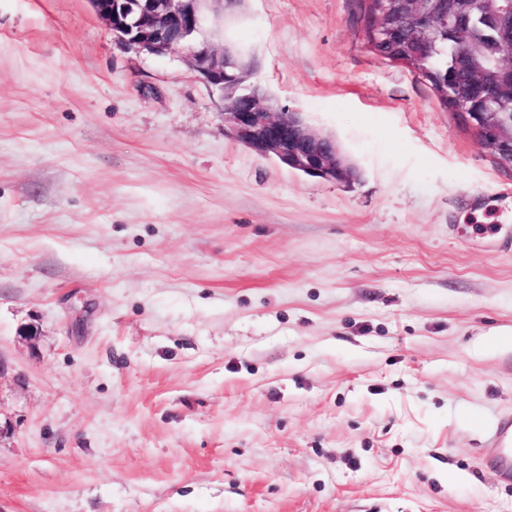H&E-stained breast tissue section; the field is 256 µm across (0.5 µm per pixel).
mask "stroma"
<instances>
[{
	"instance_id": "1",
	"label": "stroma",
	"mask_w": 512,
	"mask_h": 512,
	"mask_svg": "<svg viewBox=\"0 0 512 512\" xmlns=\"http://www.w3.org/2000/svg\"><path fill=\"white\" fill-rule=\"evenodd\" d=\"M203 14L355 177L89 0H0V512H512V170L363 0ZM488 443L496 452L485 459V465L497 470L505 482L512 481V417L499 419L490 432Z\"/></svg>"
}]
</instances>
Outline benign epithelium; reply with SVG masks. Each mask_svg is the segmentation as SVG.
Wrapping results in <instances>:
<instances>
[{
  "mask_svg": "<svg viewBox=\"0 0 512 512\" xmlns=\"http://www.w3.org/2000/svg\"><path fill=\"white\" fill-rule=\"evenodd\" d=\"M95 13L107 22L118 39L149 54L162 55L182 48L188 65L219 92L220 114L224 127L234 139L255 152L274 156L282 165L332 182H344L350 169L339 155L332 139L316 133L299 112L277 108L254 88L243 94L240 85L224 81L231 64L229 47L195 40L202 22L204 0H90ZM448 10V27L460 25L467 14L483 0H469V6ZM498 20L500 52L499 73L512 75V0H493ZM398 19L413 33H426L437 26V16L429 9V0H403ZM473 88L480 98L495 100L512 91V81L476 75ZM460 122L470 130L495 162L512 169V126L505 129L493 112H470L454 106Z\"/></svg>",
  "mask_w": 512,
  "mask_h": 512,
  "instance_id": "1",
  "label": "benign epithelium"
}]
</instances>
